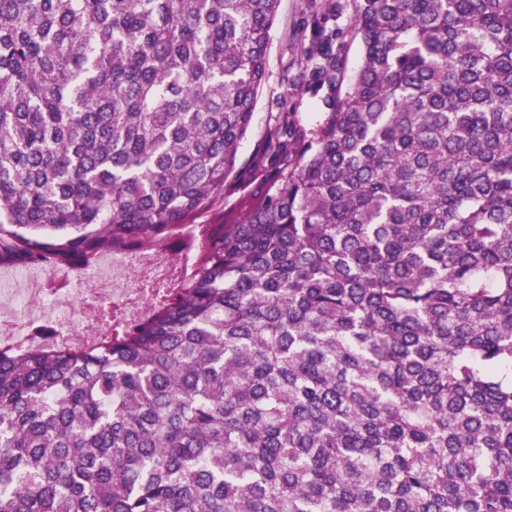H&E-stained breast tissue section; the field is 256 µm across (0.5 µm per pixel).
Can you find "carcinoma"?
<instances>
[{"label":"carcinoma","mask_w":512,"mask_h":512,"mask_svg":"<svg viewBox=\"0 0 512 512\" xmlns=\"http://www.w3.org/2000/svg\"><path fill=\"white\" fill-rule=\"evenodd\" d=\"M0 0V268L195 256L87 347L0 345V512H512V0ZM257 187L219 224L201 211ZM305 0H281L277 23L272 31L271 45L268 51V82L255 108L253 132L241 144L239 156L249 158L256 142L264 131L272 113L288 109L297 112L305 124H313L324 112L323 104L308 95H302L289 88L288 96L283 94L284 78H294L297 73L296 59L299 56V39L304 29L306 16L303 13Z\"/></svg>","instance_id":"1"}]
</instances>
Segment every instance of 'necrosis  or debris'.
Returning a JSON list of instances; mask_svg holds the SVG:
<instances>
[{
	"mask_svg": "<svg viewBox=\"0 0 512 512\" xmlns=\"http://www.w3.org/2000/svg\"><path fill=\"white\" fill-rule=\"evenodd\" d=\"M190 264L186 254L131 246L75 274L69 286L58 291L45 287L44 277L28 268H15L11 281L0 286V334L32 350L37 346L36 329L44 323L61 342L97 344L112 333L98 318V310L116 306L124 325L137 323L150 314L157 298L178 287Z\"/></svg>",
	"mask_w": 512,
	"mask_h": 512,
	"instance_id": "1",
	"label": "necrosis or debris"
}]
</instances>
